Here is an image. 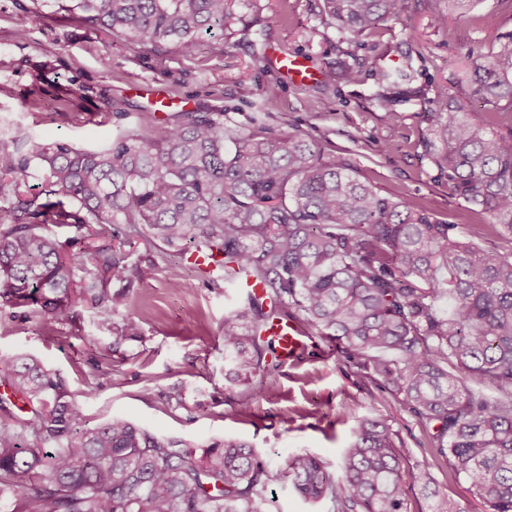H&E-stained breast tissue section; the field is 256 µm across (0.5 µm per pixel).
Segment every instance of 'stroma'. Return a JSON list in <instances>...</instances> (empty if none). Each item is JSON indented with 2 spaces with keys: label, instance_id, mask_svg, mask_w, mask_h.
<instances>
[{
  "label": "stroma",
  "instance_id": "35a3bbf8",
  "mask_svg": "<svg viewBox=\"0 0 512 512\" xmlns=\"http://www.w3.org/2000/svg\"><path fill=\"white\" fill-rule=\"evenodd\" d=\"M70 6V0H0V136L89 150L110 146L120 134L160 136L168 116L153 111L140 92L144 85L189 98V111L223 112L225 125L242 131L269 102V125L309 133L324 157H345L380 195L423 204L460 237L472 225L488 227V215L450 194L423 143L439 93L463 95L454 77L470 53L489 50L472 16H449L442 29L430 0H407L405 13L376 35L343 38L327 24L319 0H233L235 24L203 35L197 54L185 57L171 45L160 52L132 48L83 22ZM27 12L36 21L21 38L16 19ZM403 42L425 59L419 81L427 94L399 105L403 120H388L373 102L371 71L380 58L396 62L393 48ZM280 54L304 57L320 75L350 66L361 77L336 88L293 84L275 62ZM481 246L497 252L505 242L488 227ZM129 250L133 259L155 263L126 308L140 338L113 344L107 327L84 308L69 323L48 325L30 308L5 307L0 354L38 357L91 423L121 417L197 448L240 439L275 470L292 455L310 453L337 481L357 419H383L397 432L402 471L428 465L437 489L461 512H486L433 448L430 427L400 397L365 378L342 344L303 328L294 358L266 363L247 383L227 384L224 315L242 302L244 289L201 277L189 246L137 240ZM174 267L186 287L172 281ZM263 512H328V506L303 500L281 480L268 487Z\"/></svg>",
  "mask_w": 512,
  "mask_h": 512
}]
</instances>
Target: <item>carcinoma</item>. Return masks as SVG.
<instances>
[{"label": "carcinoma", "mask_w": 512, "mask_h": 512, "mask_svg": "<svg viewBox=\"0 0 512 512\" xmlns=\"http://www.w3.org/2000/svg\"><path fill=\"white\" fill-rule=\"evenodd\" d=\"M320 2L343 37L372 36L406 8ZM72 9L133 48L172 42L186 56L234 19L231 0H74ZM492 42L466 78L485 122L447 95L427 113L426 149L452 194L508 236L504 252L476 243L480 227L463 241L415 201L378 194L306 133L274 131L266 112L235 136L222 112H181L159 138L118 136L101 150L0 138V305L64 324L84 303L115 338H138L133 317L113 318L127 294L111 283L152 268L129 261L124 245L188 242L220 257L224 284L263 287L224 315L225 381L248 378L275 353L263 333L292 309L433 425L434 447L488 512H512V36L495 32ZM397 53L399 66L378 64L371 76L377 109L400 120L395 107L425 88L411 53ZM32 166L43 172L38 190ZM48 224L86 228L95 243L66 255ZM463 372L497 395L463 385ZM0 380L25 401L0 398V502L12 512H262L263 492L281 479L331 512H405L403 482L430 484L425 465L402 475L397 434L382 419L359 421L336 483L307 454L275 471L239 439L197 449L119 418L91 425L62 380L27 354H0ZM25 477L38 481L28 492Z\"/></svg>", "instance_id": "1"}]
</instances>
